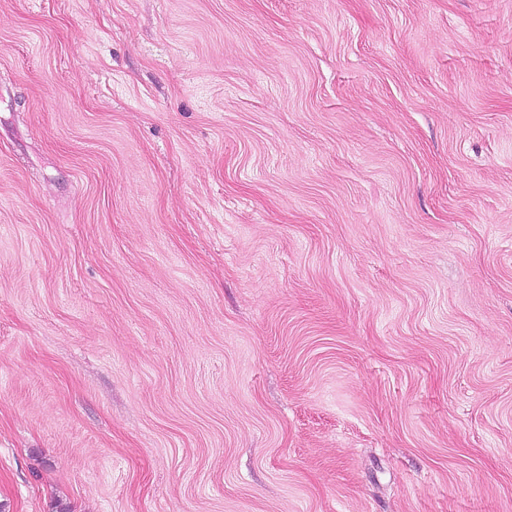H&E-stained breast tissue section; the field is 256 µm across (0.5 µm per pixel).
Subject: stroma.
I'll return each instance as SVG.
<instances>
[{
	"label": "stroma",
	"mask_w": 512,
	"mask_h": 512,
	"mask_svg": "<svg viewBox=\"0 0 512 512\" xmlns=\"http://www.w3.org/2000/svg\"><path fill=\"white\" fill-rule=\"evenodd\" d=\"M0 512H512V0H0Z\"/></svg>",
	"instance_id": "stroma-1"
}]
</instances>
